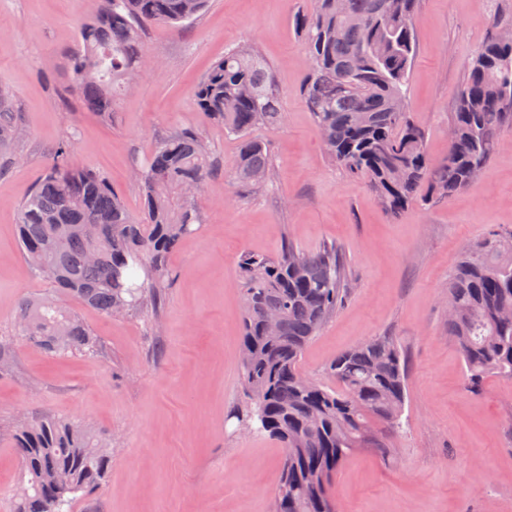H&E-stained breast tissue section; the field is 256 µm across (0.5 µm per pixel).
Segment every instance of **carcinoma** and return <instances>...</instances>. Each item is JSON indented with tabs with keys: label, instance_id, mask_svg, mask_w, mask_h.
I'll use <instances>...</instances> for the list:
<instances>
[{
	"label": "carcinoma",
	"instance_id": "1",
	"mask_svg": "<svg viewBox=\"0 0 512 512\" xmlns=\"http://www.w3.org/2000/svg\"><path fill=\"white\" fill-rule=\"evenodd\" d=\"M347 0V16L334 0H313L294 15L309 74L303 89L328 155L371 184L385 210L399 214L414 201L445 200L471 184L470 170L487 167L500 134L512 128V46L488 37L467 64L450 124L447 153L430 157L425 132L411 118L407 86L416 51L414 19L419 0ZM209 0H99L78 28L68 56L71 88L83 107L112 119L118 90L148 60L142 40L148 23L179 27ZM196 103L207 124L239 140L236 179L251 183L268 174L265 144L254 136L282 115L281 99L264 61L232 49L197 86ZM12 105L0 106V154L15 141ZM214 158L202 137L176 132L162 141L139 170L140 212H130L104 176L73 164L62 144L19 206L21 254L52 297L25 296L16 327L24 340L50 354L89 352L97 336L71 307L75 301L106 317L129 313L155 300L168 256L201 224L197 197ZM512 230L493 229L461 256L448 285L458 316L448 322L468 383L478 389L490 375L512 380V254L501 241ZM244 318L239 377L246 402L241 422L283 444L281 482L272 512H335L331 487L355 451L391 454L387 434L403 428L407 367L391 336H379L341 353L328 369L336 381L302 382L306 346L345 302L348 278L333 246L304 252L286 246L276 257L245 253ZM277 310L276 333L265 321ZM20 457L13 512H71L77 495L98 489L112 461V437L76 419L40 413L18 421L13 433Z\"/></svg>",
	"mask_w": 512,
	"mask_h": 512
}]
</instances>
